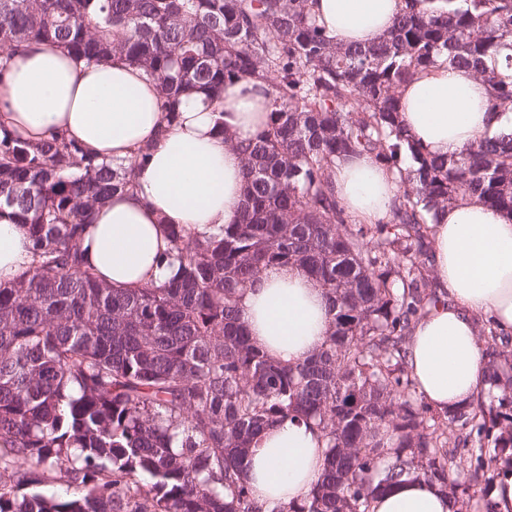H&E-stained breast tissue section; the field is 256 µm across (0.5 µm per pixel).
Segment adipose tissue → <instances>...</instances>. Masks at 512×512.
<instances>
[{
    "instance_id": "obj_1",
    "label": "adipose tissue",
    "mask_w": 512,
    "mask_h": 512,
    "mask_svg": "<svg viewBox=\"0 0 512 512\" xmlns=\"http://www.w3.org/2000/svg\"><path fill=\"white\" fill-rule=\"evenodd\" d=\"M404 6V0H310L320 24L343 45L376 41ZM400 97L403 127L435 156L512 132V112L491 108L487 85L468 67H433L406 83ZM0 102L7 106L0 121L16 134L33 141L59 134L100 160L135 164L138 147L155 141L148 162L135 164L133 189L98 207L83 238L87 266L115 288L157 284L177 272L171 225L207 236L237 221L243 163L231 142L261 133L273 104L266 82L241 80L225 85L220 107L201 93L185 97L178 121L169 125L156 86L141 69L88 65L45 44L15 54L0 82ZM332 178L358 223L388 220L399 186L373 156L338 162ZM429 230L441 297L416 322L407 363L417 396L444 413L486 387L478 320L512 334V215L464 199L439 212ZM32 261L24 228L0 212V283L24 278ZM239 309L253 344L283 363L306 359L329 332L324 290L292 266L266 270L245 290ZM325 451L322 436L305 421L273 422L247 460L254 498L283 506L303 500L322 473ZM372 509L451 512V504L438 484L411 475L378 495Z\"/></svg>"
}]
</instances>
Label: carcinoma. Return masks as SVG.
I'll use <instances>...</instances> for the list:
<instances>
[{
	"label": "carcinoma",
	"mask_w": 512,
	"mask_h": 512,
	"mask_svg": "<svg viewBox=\"0 0 512 512\" xmlns=\"http://www.w3.org/2000/svg\"><path fill=\"white\" fill-rule=\"evenodd\" d=\"M453 2L407 0L378 41L345 46L308 0H0V80L42 43L143 69L168 123L185 93L221 104L246 78L273 100L267 128L232 142L237 223L207 237L171 227L178 272L142 288L104 283L81 248L94 210L134 187L133 167L0 124V211L33 251L32 272L0 285V512H371L412 474L462 512L494 484L512 462V335L481 325L489 388L446 415L416 396L405 351L439 301V210L475 197L512 214V133L437 158L399 121V89L441 64L474 69L492 107L512 112V0ZM360 153L399 173L386 224L352 223L334 193L336 162ZM284 265L319 283L331 313L295 364L256 348L239 316L244 291ZM286 418L321 433L326 467L302 501L270 508L245 460Z\"/></svg>",
	"instance_id": "1"
}]
</instances>
